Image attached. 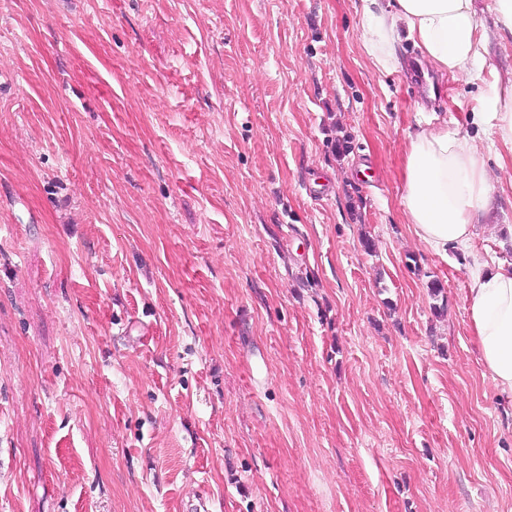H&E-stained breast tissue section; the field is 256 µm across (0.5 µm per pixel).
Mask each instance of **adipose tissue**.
Listing matches in <instances>:
<instances>
[{
    "instance_id": "obj_1",
    "label": "adipose tissue",
    "mask_w": 512,
    "mask_h": 512,
    "mask_svg": "<svg viewBox=\"0 0 512 512\" xmlns=\"http://www.w3.org/2000/svg\"><path fill=\"white\" fill-rule=\"evenodd\" d=\"M356 9L363 46L376 64L395 61L394 45L404 37L436 68L482 80L486 33L473 0H357ZM470 122L512 148V85L492 84ZM406 167L410 232L437 253L467 247L493 189L481 145L466 132L422 127L409 137ZM469 291L481 360L512 395V262H497L487 274L474 268Z\"/></svg>"
}]
</instances>
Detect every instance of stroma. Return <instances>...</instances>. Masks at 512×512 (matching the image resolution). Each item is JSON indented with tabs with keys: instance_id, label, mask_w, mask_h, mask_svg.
<instances>
[{
	"instance_id": "1",
	"label": "stroma",
	"mask_w": 512,
	"mask_h": 512,
	"mask_svg": "<svg viewBox=\"0 0 512 512\" xmlns=\"http://www.w3.org/2000/svg\"><path fill=\"white\" fill-rule=\"evenodd\" d=\"M356 0H0V512H512V397L469 320L490 223L406 229L408 136L485 83ZM441 292H433L432 282Z\"/></svg>"
}]
</instances>
